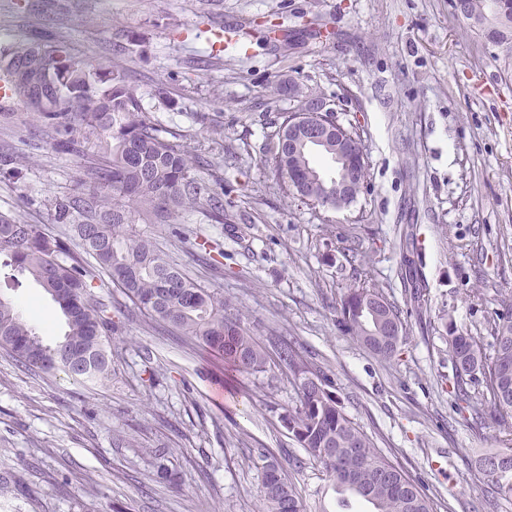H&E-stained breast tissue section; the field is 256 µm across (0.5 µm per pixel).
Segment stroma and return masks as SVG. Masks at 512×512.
<instances>
[{"instance_id":"obj_1","label":"stroma","mask_w":512,"mask_h":512,"mask_svg":"<svg viewBox=\"0 0 512 512\" xmlns=\"http://www.w3.org/2000/svg\"><path fill=\"white\" fill-rule=\"evenodd\" d=\"M213 16L274 27L293 48L211 57ZM44 28L103 63L123 30L132 44L121 63L162 129L207 153L197 113L224 128L235 202L226 222L191 212L132 231L248 312L267 348L281 338L300 346L434 512H480V462L512 446V432L456 410L448 336L480 337L493 355V321L512 299V65L501 46L464 25L453 0H0V49ZM161 88L172 106L159 103ZM294 88L317 90L340 124L363 132L367 184L325 223L285 199L264 165ZM0 153L23 163L20 180L0 181V212L63 235L30 201L76 188L75 158L33 149L6 126ZM405 232L419 254L409 270ZM185 235L222 252L220 267L199 262ZM408 275L423 304L410 301ZM365 281L402 312L406 333L387 360L336 322L341 296ZM94 293L119 325L105 382L32 371L0 350V471L27 465L21 485L0 493V512H264L265 454L287 466L304 512H334L333 481L282 422L298 402L284 365L225 374L221 359L142 315L111 280ZM7 296L47 342L61 339L56 306L32 279Z\"/></svg>"}]
</instances>
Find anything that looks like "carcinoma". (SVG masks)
<instances>
[{"mask_svg": "<svg viewBox=\"0 0 512 512\" xmlns=\"http://www.w3.org/2000/svg\"><path fill=\"white\" fill-rule=\"evenodd\" d=\"M472 28L491 22L512 54V0H467ZM0 73L13 99L45 129L46 144L58 154L81 161V186L62 196L33 199L51 212L54 223L70 226L55 238L40 225L0 213V268L4 280L20 284L29 276L50 296L66 330L46 342L0 297V349L26 368L63 370L81 382L109 378L112 349L107 337L116 325L109 306L93 294V282L108 276L149 318L221 353L241 373L266 371L270 355L245 327L246 314L186 277L153 243L127 229L138 216L147 224H176L190 212L224 223V164L191 150L180 136L166 137L142 104L138 87L121 65L75 58L49 34L35 35L0 51ZM265 164L281 193L314 211L355 203L336 195V181L321 185L288 156V119H283ZM89 256L91 265L83 259ZM345 332L381 359L391 358L405 333L401 311L384 293L365 283L347 290L336 308ZM494 356H483L477 336L449 340L453 391L471 404L467 382L484 384L485 403L499 424L512 429V313L494 322ZM299 392V405L284 423L308 457L319 463L336 489L371 503L375 512H433L429 499L403 470L391 464L343 411L325 375L313 370L291 342L276 346ZM261 493L266 512H303L296 486L281 463L265 460ZM490 490L484 512H495L497 496H512V448L483 459Z\"/></svg>", "mask_w": 512, "mask_h": 512, "instance_id": "carcinoma-1", "label": "carcinoma"}]
</instances>
